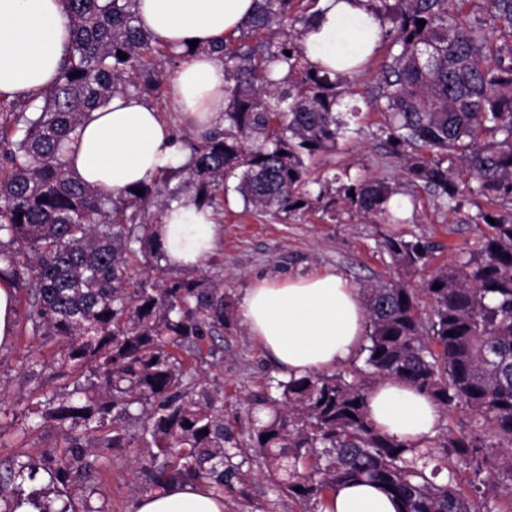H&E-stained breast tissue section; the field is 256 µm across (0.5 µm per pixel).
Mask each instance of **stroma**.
I'll return each instance as SVG.
<instances>
[{"instance_id": "1", "label": "stroma", "mask_w": 512, "mask_h": 512, "mask_svg": "<svg viewBox=\"0 0 512 512\" xmlns=\"http://www.w3.org/2000/svg\"><path fill=\"white\" fill-rule=\"evenodd\" d=\"M384 124L380 113L360 112L350 120L336 150L315 160L310 169L313 178L333 179L338 185L370 178L395 186L404 205L401 223L373 224L340 204L328 214L259 215L246 211L241 197L232 192L218 214L224 226L220 248L200 267L171 271L176 279L205 276L224 283L230 322L224 330L223 356L216 363L199 365L198 371L209 385L223 389L224 417L239 433L248 430L249 400L257 393L277 395L276 384L282 378L238 318L242 298L255 281L333 271L360 289L400 277L383 247L386 239L429 244L430 265L435 268L464 257L488 231L480 219L490 208L485 198L469 199L451 210L431 190L407 184L389 153L381 131ZM54 351V344L42 346L19 333L0 345V462L35 461L62 444L57 422L39 423L29 413L37 403L65 390L67 377L48 378L43 368ZM124 425L132 437L129 447L96 451V493L90 496L78 486L65 487V495L80 510L131 512L132 503L144 494L146 476L140 466L151 451L150 440L142 436L138 422L128 419ZM229 502V512H300L298 504L277 496L263 480Z\"/></svg>"}]
</instances>
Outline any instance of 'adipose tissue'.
<instances>
[{"label": "adipose tissue", "instance_id": "ef3b65f1", "mask_svg": "<svg viewBox=\"0 0 512 512\" xmlns=\"http://www.w3.org/2000/svg\"><path fill=\"white\" fill-rule=\"evenodd\" d=\"M255 0H138L142 28L183 57L168 78L169 99L195 132L218 125L224 112V66L207 54L252 16ZM381 27L366 0H319L302 36L310 62L335 68L360 57ZM62 0H0V96L32 97L50 89L69 42ZM197 48H190V41ZM190 151L145 100L116 95L88 112L64 160L80 180L110 193L153 180L188 162ZM157 235L168 263L200 266L215 250L221 226L193 195L165 208ZM242 325L281 373L327 372L356 350L366 321L356 288L333 272L285 282L262 280L248 288L238 312ZM372 422L411 445L432 438L442 417L425 393L386 379L368 395ZM398 503L377 485L337 486L327 512H397ZM133 512H226L224 497L208 483L172 486L136 499Z\"/></svg>", "mask_w": 512, "mask_h": 512}]
</instances>
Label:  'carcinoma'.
<instances>
[{"mask_svg": "<svg viewBox=\"0 0 512 512\" xmlns=\"http://www.w3.org/2000/svg\"><path fill=\"white\" fill-rule=\"evenodd\" d=\"M63 2L72 40L55 86L40 105L0 98V280L27 303L26 332L58 345L59 357L44 367L78 379L32 411L70 423L63 451L5 466L0 485L46 476L96 492L93 449L129 447L120 422L137 414L156 448L142 466L156 490L206 481L244 495L264 479L305 512H322L337 485L369 481L402 512H502L494 501L503 497L512 504V451L489 465L501 440L512 447V210L480 214L495 224L467 260L437 268L418 288L378 282L364 300L372 373L414 386L445 414L466 408L479 428L438 448L410 446L374 426L358 377L313 373L278 383L277 399L254 396L243 442L224 420L223 390L176 354H200L204 345L210 357L221 354L223 285L170 278L152 227L165 197L179 194L169 189L177 176L213 209L232 191L255 213L329 211L335 200L321 191L311 197L308 162L343 136L348 123L336 106L355 69L332 73L307 59L301 37L316 0H258L238 36L210 49L224 63V128L187 141L191 161L142 185L143 194L106 195L69 172L65 141L85 113L117 94L162 98L166 65L179 55L137 24V0ZM463 2L368 0L391 28L383 29L387 59L364 101L386 115V141L410 182L449 204L479 195L511 205L512 0H483L490 33L467 18ZM270 98L282 107L271 109ZM340 193L372 223L393 220L390 184L364 179ZM385 247L407 273L426 265L425 243L393 238ZM147 252L156 263L132 285L129 270ZM432 460L472 469L470 493L451 472L435 483ZM35 508L75 512L69 498L47 497Z\"/></svg>", "mask_w": 512, "mask_h": 512, "instance_id": "carcinoma-1", "label": "carcinoma"}]
</instances>
